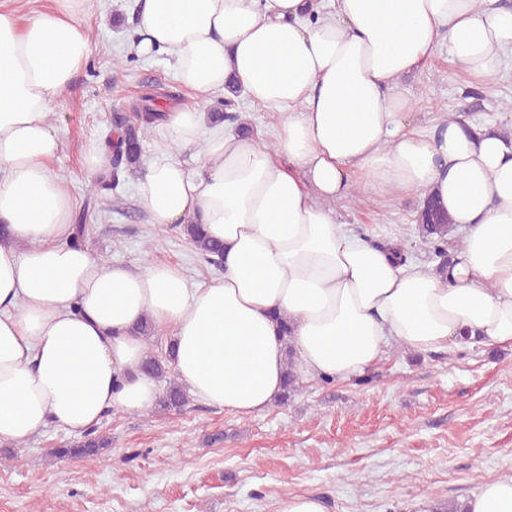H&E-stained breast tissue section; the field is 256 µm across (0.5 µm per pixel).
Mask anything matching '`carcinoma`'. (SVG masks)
Wrapping results in <instances>:
<instances>
[{"instance_id":"1","label":"carcinoma","mask_w":512,"mask_h":512,"mask_svg":"<svg viewBox=\"0 0 512 512\" xmlns=\"http://www.w3.org/2000/svg\"><path fill=\"white\" fill-rule=\"evenodd\" d=\"M134 116L118 117V126L122 131L119 146L112 151L109 170L97 178L89 189V193H99L106 190H114L120 185L121 177L125 174H135L141 165L142 149L141 141L147 133L150 125L157 119L159 106L154 103V96L146 95L140 102L133 105ZM91 213L84 210L73 224L74 235L71 243L78 245L85 240L88 231L87 221ZM417 223L422 234L423 242L428 245L429 251L436 261L435 271L443 273L447 271L450 256L447 252L448 229L451 219L448 213L438 207L433 196L428 195L423 199L418 212ZM179 230L190 244L198 251L208 263L221 266V257L224 252L223 243L208 236L201 224H183ZM280 322L282 340L287 348V362L284 374L283 391L277 399V403L288 401L292 394L300 388L301 379L298 377L293 350L291 346V324L288 319L277 317ZM172 358H159L149 353L143 361V369L146 373L166 383L165 390L159 400V406L165 410H181L188 402V396L183 386L177 380L171 367ZM112 445V440L106 435H97L90 431L83 440L67 448H52L50 456L54 458L81 457L90 461L99 459L103 451Z\"/></svg>"}]
</instances>
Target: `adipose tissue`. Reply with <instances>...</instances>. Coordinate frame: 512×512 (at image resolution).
<instances>
[{
  "instance_id": "adipose-tissue-1",
  "label": "adipose tissue",
  "mask_w": 512,
  "mask_h": 512,
  "mask_svg": "<svg viewBox=\"0 0 512 512\" xmlns=\"http://www.w3.org/2000/svg\"><path fill=\"white\" fill-rule=\"evenodd\" d=\"M87 0L19 24L0 11V440L56 425L79 436L114 409L150 412L143 319L165 330L179 382L241 417L277 398L293 322L301 376L349 380L390 343L427 353L512 347V114L406 121L400 81L445 47L492 82L512 54L497 0H137V52L166 55L197 98L227 95L281 115L273 145L179 104L145 141L137 191L150 223L204 225L221 277L188 288L180 265L103 266L73 247L74 203L51 173L57 101L90 58ZM432 195L464 234L447 275L399 262L339 222L357 188ZM464 512H512V475Z\"/></svg>"
}]
</instances>
